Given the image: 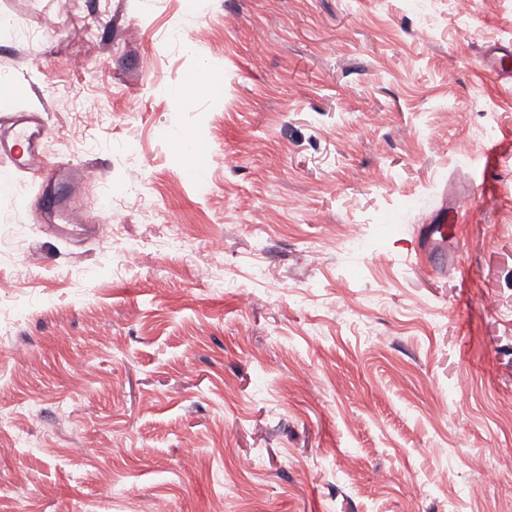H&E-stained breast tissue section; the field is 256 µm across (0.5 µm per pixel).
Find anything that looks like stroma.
Wrapping results in <instances>:
<instances>
[{
    "mask_svg": "<svg viewBox=\"0 0 512 512\" xmlns=\"http://www.w3.org/2000/svg\"><path fill=\"white\" fill-rule=\"evenodd\" d=\"M492 52L512 56V0H0V76L27 87L0 112L44 113L46 159L89 168L71 199L109 194L142 249L115 267L0 195V512H512ZM205 67L221 94L170 95ZM485 152L440 273L413 227ZM393 212L372 250L339 243Z\"/></svg>",
    "mask_w": 512,
    "mask_h": 512,
    "instance_id": "35a3bbf8",
    "label": "stroma"
}]
</instances>
